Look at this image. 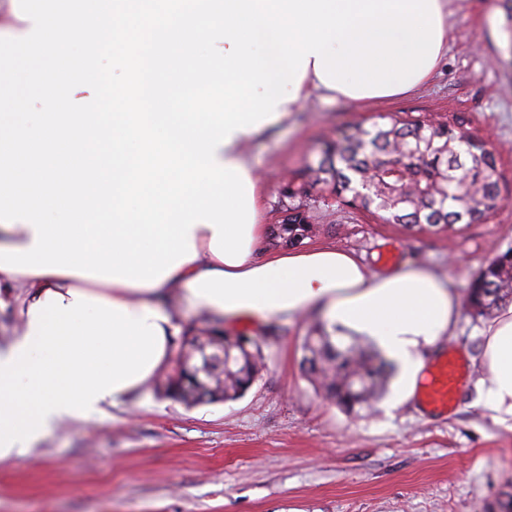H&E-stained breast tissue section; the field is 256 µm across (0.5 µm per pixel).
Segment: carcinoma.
Returning <instances> with one entry per match:
<instances>
[{"label":"carcinoma","mask_w":512,"mask_h":512,"mask_svg":"<svg viewBox=\"0 0 512 512\" xmlns=\"http://www.w3.org/2000/svg\"><path fill=\"white\" fill-rule=\"evenodd\" d=\"M495 153L481 139L446 123L413 119L360 125L327 145L317 164L307 166L320 183L358 210L379 212L392 224L442 228L470 224L499 203ZM302 206L288 207L271 228L276 244L294 246L312 236ZM512 301V249L485 264L467 288L465 305L485 316ZM211 338L188 331L174 366L160 382L164 391L189 405L241 397L261 368L259 354L236 352L238 339L214 326ZM305 373L322 395L347 412L369 407L385 392L395 367L356 338L335 340L319 324L304 345Z\"/></svg>","instance_id":"carcinoma-1"}]
</instances>
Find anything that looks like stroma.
<instances>
[{
    "label": "stroma",
    "instance_id": "1",
    "mask_svg": "<svg viewBox=\"0 0 512 512\" xmlns=\"http://www.w3.org/2000/svg\"><path fill=\"white\" fill-rule=\"evenodd\" d=\"M448 50L417 92L384 101L311 98L250 152L268 189L264 221L281 223L288 183L341 131L380 118L447 122L495 152L498 207L472 224L421 231L305 187L311 248L353 252L380 272L423 265L465 292L512 248V0H454ZM14 99L0 113L42 109L33 73L55 59L20 55ZM316 315L263 326L265 366L241 398L189 406L155 387L55 431L0 464V512H500L512 492V430L478 402L486 319L461 313L448 340L466 368L454 408L428 416L385 394L352 417L318 396L302 369Z\"/></svg>",
    "mask_w": 512,
    "mask_h": 512
}]
</instances>
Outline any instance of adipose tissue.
Here are the masks:
<instances>
[{"mask_svg":"<svg viewBox=\"0 0 512 512\" xmlns=\"http://www.w3.org/2000/svg\"><path fill=\"white\" fill-rule=\"evenodd\" d=\"M449 0H49L0 25V93L18 49L59 58L34 117L0 113V288H23L21 332L0 347V462L104 411L172 362L183 310L260 323L318 313L367 337L417 403L429 357L461 314L420 266L375 272L329 246L268 253L265 184L246 143L312 92L388 99L426 83L448 49ZM112 30L125 76L110 111L72 104ZM221 46L200 56L199 42ZM482 404L512 429V306L484 330Z\"/></svg>","mask_w":512,"mask_h":512,"instance_id":"1","label":"adipose tissue"}]
</instances>
